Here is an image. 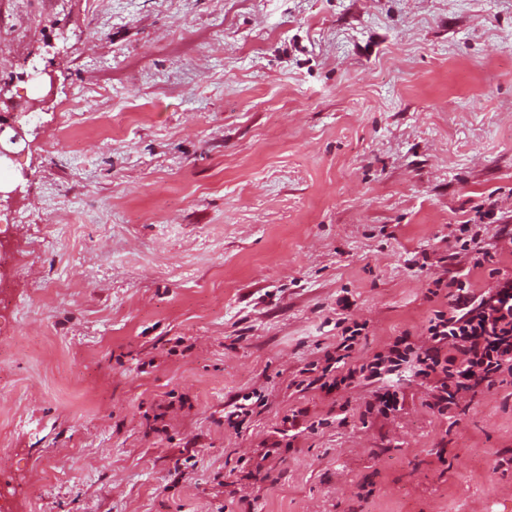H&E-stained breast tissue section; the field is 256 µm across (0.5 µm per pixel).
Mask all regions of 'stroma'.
I'll list each match as a JSON object with an SVG mask.
<instances>
[{"instance_id": "stroma-1", "label": "stroma", "mask_w": 512, "mask_h": 512, "mask_svg": "<svg viewBox=\"0 0 512 512\" xmlns=\"http://www.w3.org/2000/svg\"><path fill=\"white\" fill-rule=\"evenodd\" d=\"M54 77L35 92L34 71ZM0 512H512V386L297 388L512 226V0H0ZM259 403L242 429L224 416ZM300 411L290 434L283 418ZM472 224H459V234L455 238L453 248L470 254L471 261L474 267H480L484 263L491 261V255L488 251H485L481 244L482 230L479 229L473 231ZM477 228V227H476ZM460 251H455L452 254H459Z\"/></svg>"}]
</instances>
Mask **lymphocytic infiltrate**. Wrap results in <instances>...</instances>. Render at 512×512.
<instances>
[{
  "label": "lymphocytic infiltrate",
  "instance_id": "1",
  "mask_svg": "<svg viewBox=\"0 0 512 512\" xmlns=\"http://www.w3.org/2000/svg\"><path fill=\"white\" fill-rule=\"evenodd\" d=\"M446 286L448 305L433 311L423 339L397 337L370 362L351 366L347 360L361 330L344 328L334 366L310 378L309 386L329 392L348 381L377 380L408 365L432 380L430 406L445 415L463 394L505 383L512 377V276L497 278L479 295L457 275Z\"/></svg>",
  "mask_w": 512,
  "mask_h": 512
}]
</instances>
